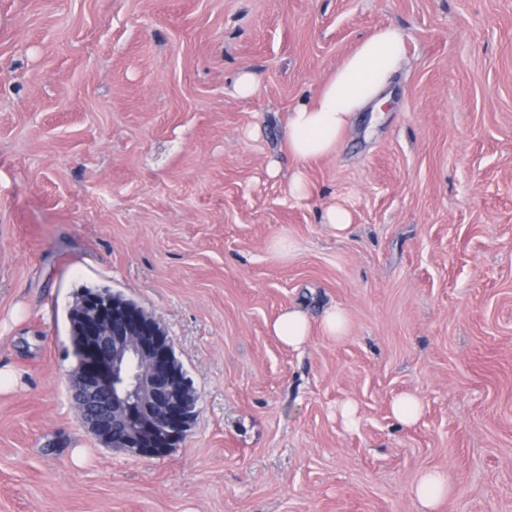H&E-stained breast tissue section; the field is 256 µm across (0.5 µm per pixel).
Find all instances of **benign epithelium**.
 I'll return each instance as SVG.
<instances>
[{"label":"benign epithelium","instance_id":"7a95c632","mask_svg":"<svg viewBox=\"0 0 512 512\" xmlns=\"http://www.w3.org/2000/svg\"><path fill=\"white\" fill-rule=\"evenodd\" d=\"M69 388L85 428L131 456L163 457L196 417L198 392L149 312L107 291L70 311Z\"/></svg>","mask_w":512,"mask_h":512}]
</instances>
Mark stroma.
<instances>
[{
    "mask_svg": "<svg viewBox=\"0 0 512 512\" xmlns=\"http://www.w3.org/2000/svg\"><path fill=\"white\" fill-rule=\"evenodd\" d=\"M382 26L389 101L298 163L289 112ZM102 289L199 393L164 457L103 445L68 389V310ZM0 368V512H419L427 469L438 512H512V0H0ZM272 332L286 346L300 349L311 334V320L306 312L297 307H288L272 324ZM320 327L327 336L336 337V339L346 336L349 327L347 312L339 306L326 310L321 317ZM422 404L413 394H402L393 400L391 411L394 417L404 425L414 424L422 413ZM450 492L447 473L439 470H425L417 478L412 496L421 512H437Z\"/></svg>",
    "mask_w": 512,
    "mask_h": 512,
    "instance_id": "1",
    "label": "stroma"
}]
</instances>
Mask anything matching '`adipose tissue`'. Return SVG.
<instances>
[{
  "instance_id": "obj_1",
  "label": "adipose tissue",
  "mask_w": 512,
  "mask_h": 512,
  "mask_svg": "<svg viewBox=\"0 0 512 512\" xmlns=\"http://www.w3.org/2000/svg\"><path fill=\"white\" fill-rule=\"evenodd\" d=\"M404 61L405 39L393 27L378 28L360 40L319 92L289 112V154L302 164L331 154L357 112L385 101L389 81ZM272 331L286 346L298 349L310 338L311 320L303 310L290 307L273 322ZM449 492L447 473L426 470L412 496L422 512H438Z\"/></svg>"
}]
</instances>
